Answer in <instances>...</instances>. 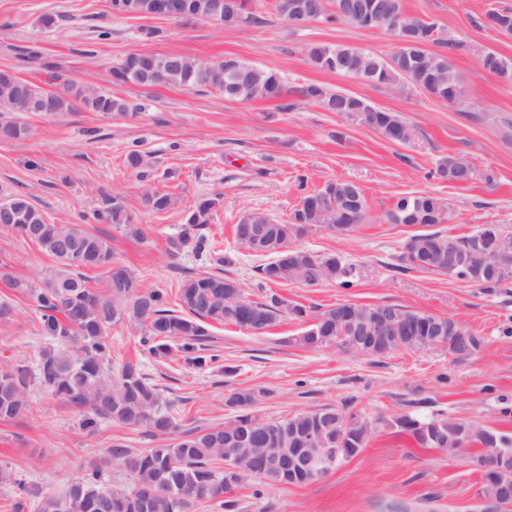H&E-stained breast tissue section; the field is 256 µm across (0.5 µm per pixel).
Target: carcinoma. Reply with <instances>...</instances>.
Wrapping results in <instances>:
<instances>
[{
    "instance_id": "cac0c4a2",
    "label": "carcinoma",
    "mask_w": 512,
    "mask_h": 512,
    "mask_svg": "<svg viewBox=\"0 0 512 512\" xmlns=\"http://www.w3.org/2000/svg\"><path fill=\"white\" fill-rule=\"evenodd\" d=\"M225 0H184L185 17H209L227 27L236 23L224 14L215 12L212 2ZM384 8L388 13L405 18L418 25L419 44L396 51L385 60L372 53L343 45L314 44L309 47L311 63L317 68L344 75L362 77L376 84L405 82L440 100L448 99V88L463 93L460 80L448 61V55L429 50V46L448 42L436 36L437 27L406 12L403 0H331L320 4L319 20L332 23L342 21L355 28L361 27L360 14L370 5ZM234 62L243 68L242 79L224 71V62L208 64V72L198 70L200 62L182 55L131 54L112 69L116 83L148 86H179L185 89L212 88L228 99L250 101L256 98L272 99L282 95L283 87L278 73L270 67H259L238 58ZM63 94L49 92L33 82L18 77L9 70H0V138L21 139L29 134V127L18 120L22 114L49 112L53 115L82 108L103 115L124 114L128 104L112 96L109 91L84 88L68 80ZM302 96L315 100L323 109L338 112L346 118L360 120L392 140V129L404 124L401 117L378 109L364 99L341 92H329L309 85ZM437 173L450 183L465 184L472 180L474 171L461 155L441 158ZM436 197L429 194L405 196L398 200L389 213L390 221L399 224L400 217L419 216L418 223L432 222L422 216L432 207ZM12 206L14 218L7 231L37 245L55 258L61 269L45 277L41 284L32 286L4 272L7 265L0 263V275L7 286L31 294L38 303L46 329L58 342L41 352L37 364L42 385L54 396L80 411H87L88 423L96 419L116 421L131 427L149 428L161 436L176 435L174 442L161 444L137 453L118 444L107 449L115 460L123 462L130 482L114 490L101 480L100 469L91 466L83 477L71 482L59 492L40 498L38 512H191L197 502H212L218 512H237L238 500L224 480V448L239 434H254L251 446L242 450L240 482L244 485L255 478L270 485L288 486L308 483L298 472L272 470L265 457L274 452L299 447V437L314 427L320 434L321 445L316 451L329 453L339 461L358 455L367 443L364 426L369 418L359 412H341L335 407L307 411L291 417L264 418L256 412L268 392L264 389H246L231 393L226 405L233 417L222 427L203 431L178 429L175 420L161 409V393L146 381L136 360L122 362L112 370V345L108 330L126 320L137 321L144 328L141 343L158 357L170 353L169 342L174 339L199 340L207 335L204 324H232L249 328V317L258 312L264 316L263 327L275 323L282 301L274 297L268 302L250 301L243 289L224 293L228 279L220 275H187L178 286L181 307L189 316L174 314L168 308L167 293L144 290L137 276L113 258L112 245L103 236L86 230L80 224H51L25 194L8 195L0 199ZM144 206L157 213L169 210L174 204L171 194L153 190L143 196ZM220 205V197L198 200L188 210L181 234L173 248L198 241L199 230L209 223L213 211ZM100 221L113 224L130 237L144 238V230L132 223L125 203L112 198L96 214ZM366 217V199L363 190L351 181H334L323 188L305 194L293 214L290 224H268L267 240L263 247H255L234 227L235 239L249 251L270 258L260 272L270 282H302L308 286L337 282L349 286L350 270L336 259V255L313 254L295 248L292 239L306 224H320L333 230L350 232ZM421 242L436 244L443 249L452 245L462 252L470 247L471 237L454 239L439 232L411 236L403 244L402 258L414 267L415 248ZM107 269V290L98 292L90 287L85 275L89 269ZM453 278L481 288H498L512 280L491 276L470 263L456 272ZM329 307L318 314L323 331L319 336L307 337L299 346L321 350L340 348L338 337L349 334L348 329L336 326V310ZM32 378L29 366L12 365L0 370V419L13 421L29 411L24 396ZM393 423L409 432L417 442L448 453L450 457L478 456L486 448L490 429L470 421L437 415L426 421L401 416ZM465 427L469 432V449L459 447L455 433ZM162 486L150 499L139 495L140 486Z\"/></svg>"
}]
</instances>
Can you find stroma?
<instances>
[{"label":"stroma","instance_id":"obj_1","mask_svg":"<svg viewBox=\"0 0 512 512\" xmlns=\"http://www.w3.org/2000/svg\"><path fill=\"white\" fill-rule=\"evenodd\" d=\"M262 24L234 28L205 19L113 15L109 0H0V68L45 90L61 91L62 79L86 88L111 90L130 113L106 118L79 110L60 117L26 115L33 133L0 139V193H21L48 222L81 224L108 238L117 261L138 275L143 289L167 292L177 304L183 273L221 274L236 279L247 299L278 297L287 309L275 326L256 335L233 325H213L195 348L173 343L170 358L143 350L137 322L108 331L112 361L139 360L164 405L185 429L224 424L234 390L262 387L267 418L350 404L375 428L365 448L318 481L301 487H268L253 481L237 491L239 512H493L480 494L481 476L464 458L423 448L396 427L395 417L426 420L444 414L512 435V283L491 290L415 268L402 260L404 242L424 233L418 224H395L387 215L402 196L426 193L449 205L451 222L441 232L454 238L486 224L512 231V86L480 68L492 50L512 60V37L483 24L491 9L512 10V0H403L404 8L435 23L456 42L448 59L464 89V106L435 99L404 83L369 84L328 72L308 59L310 44L346 45L390 57L396 43L381 29L341 22L286 25L274 0H248ZM54 19L45 26L44 16ZM135 53H180L215 62L236 57L277 70L285 92L274 99L240 102L211 89L117 84L112 69ZM316 85L365 99L397 113L410 127L404 143L384 139L357 121L324 110L300 91ZM144 158L147 180L128 168L127 156ZM459 154L472 164L473 179L457 185L439 178L436 163ZM348 180L363 190L365 222L349 234L310 226L296 247L336 253L346 262L349 287H315L263 279L262 258L237 243L242 214L261 211L290 223L304 191ZM156 187L177 198L172 209L147 210L141 197ZM221 195L223 202L203 226L205 248L187 245L171 253L185 210L197 200ZM121 198L145 232L138 240L111 224L93 220L106 199ZM0 261L11 274L38 283L58 263L37 245L0 231ZM0 301L14 308L0 322V368L18 362L36 367L55 341L30 295L0 284ZM400 304L458 321L477 336L473 354L457 358L444 349L399 350L363 357L334 348L296 344L305 329L288 309L310 313L339 303ZM205 356L196 366L192 357ZM29 411L18 422L0 421V512H35L40 495L61 489L92 465L115 487L128 475L107 450L113 443L141 452L160 440L145 428L99 421L86 426L83 413L32 382ZM24 481L28 495L16 483Z\"/></svg>","mask_w":512,"mask_h":512}]
</instances>
